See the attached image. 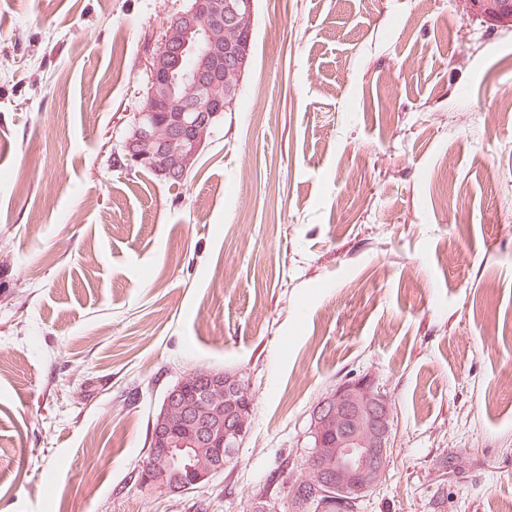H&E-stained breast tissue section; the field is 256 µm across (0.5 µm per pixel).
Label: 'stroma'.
<instances>
[{"label":"stroma","instance_id":"stroma-1","mask_svg":"<svg viewBox=\"0 0 512 512\" xmlns=\"http://www.w3.org/2000/svg\"><path fill=\"white\" fill-rule=\"evenodd\" d=\"M187 0H0V512H290L310 413L392 407L359 512L512 501V31L469 0H255L182 188L114 166ZM196 369L254 397L204 488L141 486Z\"/></svg>","mask_w":512,"mask_h":512}]
</instances>
